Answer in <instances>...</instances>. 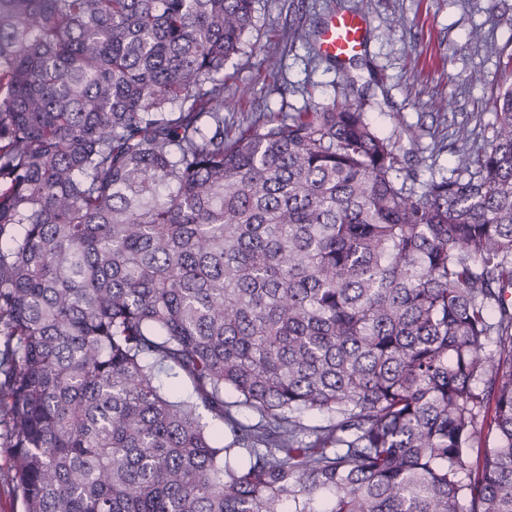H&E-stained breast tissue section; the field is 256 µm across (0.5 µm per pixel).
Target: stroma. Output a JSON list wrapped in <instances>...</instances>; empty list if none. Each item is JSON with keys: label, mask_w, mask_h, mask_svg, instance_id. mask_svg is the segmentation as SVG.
I'll use <instances>...</instances> for the list:
<instances>
[{"label": "stroma", "mask_w": 512, "mask_h": 512, "mask_svg": "<svg viewBox=\"0 0 512 512\" xmlns=\"http://www.w3.org/2000/svg\"><path fill=\"white\" fill-rule=\"evenodd\" d=\"M339 10L369 23L362 56L345 65L314 49L319 26ZM511 58L512 0H256L224 66V126L332 102L350 79L376 130L415 153L422 178L447 175L456 158L436 144L465 122L491 139L487 102L512 84ZM409 126L421 129L418 143L405 136Z\"/></svg>", "instance_id": "1"}]
</instances>
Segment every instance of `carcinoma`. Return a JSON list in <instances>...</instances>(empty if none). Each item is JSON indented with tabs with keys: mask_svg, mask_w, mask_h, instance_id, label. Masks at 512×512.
Listing matches in <instances>:
<instances>
[{
	"mask_svg": "<svg viewBox=\"0 0 512 512\" xmlns=\"http://www.w3.org/2000/svg\"><path fill=\"white\" fill-rule=\"evenodd\" d=\"M253 4L0 0L14 498L512 512V86L422 183L348 96L230 135Z\"/></svg>",
	"mask_w": 512,
	"mask_h": 512,
	"instance_id": "1",
	"label": "carcinoma"
}]
</instances>
